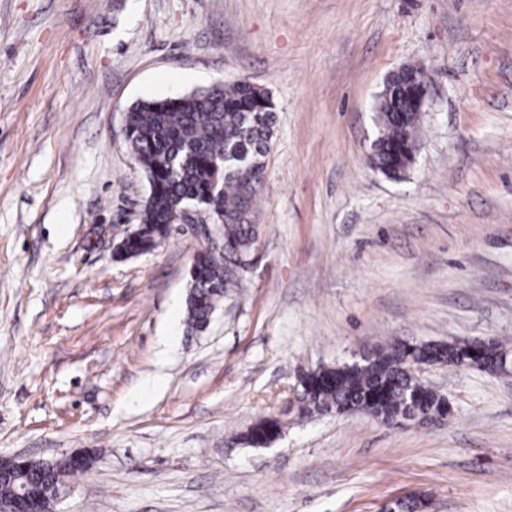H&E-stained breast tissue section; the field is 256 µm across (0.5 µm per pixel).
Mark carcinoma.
I'll use <instances>...</instances> for the list:
<instances>
[{"instance_id":"obj_1","label":"carcinoma","mask_w":512,"mask_h":512,"mask_svg":"<svg viewBox=\"0 0 512 512\" xmlns=\"http://www.w3.org/2000/svg\"><path fill=\"white\" fill-rule=\"evenodd\" d=\"M423 70L405 67L393 74L378 94L374 111L378 135L371 146L375 169L399 179L409 170L410 143L416 140L421 111L415 108V79ZM276 113L270 93L247 82L224 84L177 98L141 100L126 112V138L148 183L139 214L141 234L126 250L146 254L160 246L180 223L189 202L223 223L224 251L195 254L189 272L185 318L193 328L206 329L224 297L237 287L255 243L256 204L271 149ZM418 346L394 342L361 363L324 367L308 375L307 386L292 411L312 413L364 412L390 425L414 423L448 413V401L421 388L403 370L405 358L419 356ZM472 347L448 342L429 355L441 365L465 367ZM512 352L499 343H484L480 364L490 367ZM279 421L263 417L242 435L251 447H266ZM78 473L57 458L39 471H20L10 484L0 483V497L21 488L34 494L61 493Z\"/></svg>"}]
</instances>
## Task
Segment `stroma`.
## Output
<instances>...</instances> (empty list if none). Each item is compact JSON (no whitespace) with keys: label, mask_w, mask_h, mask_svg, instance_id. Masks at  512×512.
Listing matches in <instances>:
<instances>
[{"label":"stroma","mask_w":512,"mask_h":512,"mask_svg":"<svg viewBox=\"0 0 512 512\" xmlns=\"http://www.w3.org/2000/svg\"><path fill=\"white\" fill-rule=\"evenodd\" d=\"M431 78L414 167L370 161L374 105ZM243 80L277 116L252 263L209 327L204 239L116 258L148 184L139 100ZM512 344V0H0V457L91 450L65 512H512V381L425 367L429 427L278 415L300 374L395 341ZM279 427V421L275 418H260L242 435V440L251 447H267L268 441H270L275 434L274 429H278ZM281 434L282 429L281 431L279 430V433L274 436V439L269 444L271 445L275 442Z\"/></svg>","instance_id":"35a3bbf8"}]
</instances>
